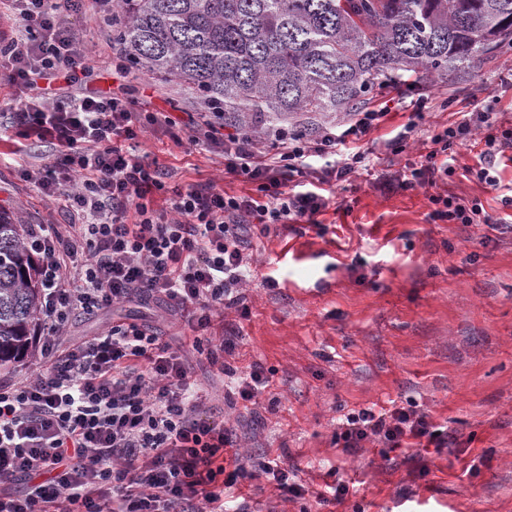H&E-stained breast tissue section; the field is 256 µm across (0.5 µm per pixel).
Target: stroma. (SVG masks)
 <instances>
[{"label": "stroma", "instance_id": "1", "mask_svg": "<svg viewBox=\"0 0 512 512\" xmlns=\"http://www.w3.org/2000/svg\"><path fill=\"white\" fill-rule=\"evenodd\" d=\"M71 23L91 51L92 72L78 76L70 96L116 89L140 112H175L194 132L203 105L196 93L143 69L116 63L112 29L93 13ZM403 97L423 105L406 150L386 144L408 114H390L356 142L365 157L358 173L324 186L329 205L320 228L278 225L256 239V277L245 292L249 315L235 318V349L227 364L260 363L271 389L254 413L232 406L224 378L184 342V328L158 303H126L74 320L59 348L99 334L112 320L155 327L181 353L208 397L211 413L228 418L254 459L291 460L309 497L283 503L284 512H326L314 491L346 481L349 492L333 512H512V162L496 164L498 185L472 175L483 148L472 136L448 155L451 171L436 187L402 191L392 185L419 166L431 136L477 108L512 127V49L481 61L466 81L373 90L366 109ZM138 149L168 171V186L222 179L228 193L249 185L226 174L224 160L205 145L176 144L159 128ZM0 208L25 224H64L65 198L42 200L23 169L48 155V144L16 129L0 136ZM478 200L502 228L445 224L432 217L431 190ZM416 405L439 427L456 433L453 450L381 447L345 451L337 425L351 410Z\"/></svg>", "mask_w": 512, "mask_h": 512}]
</instances>
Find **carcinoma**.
Masks as SVG:
<instances>
[{"label":"carcinoma","mask_w":512,"mask_h":512,"mask_svg":"<svg viewBox=\"0 0 512 512\" xmlns=\"http://www.w3.org/2000/svg\"><path fill=\"white\" fill-rule=\"evenodd\" d=\"M122 57L187 85L224 124L261 132L300 113L349 112L407 78H467L512 48V0H117ZM41 308L23 227L0 210V368L30 352Z\"/></svg>","instance_id":"cac0c4a2"}]
</instances>
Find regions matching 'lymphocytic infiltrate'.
Returning a JSON list of instances; mask_svg holds the SVG:
<instances>
[{
	"label": "lymphocytic infiltrate",
	"mask_w": 512,
	"mask_h": 512,
	"mask_svg": "<svg viewBox=\"0 0 512 512\" xmlns=\"http://www.w3.org/2000/svg\"><path fill=\"white\" fill-rule=\"evenodd\" d=\"M85 0H0V77L12 87L13 123L22 135L48 142L42 164L24 178L43 197L66 196L70 221L50 231L25 228L39 258L42 315L36 369L0 387V512H224L246 479L264 478L279 501L315 495L340 504L345 484L313 493L297 468L281 458L253 462L234 427L208 413L181 354L157 330L118 321L100 336L58 349L57 336L79 317L137 299L159 301L189 327L208 329L245 311L254 277L255 236L280 224H315L327 206L319 191L329 179L355 174L359 153L342 152L347 139L377 128L388 107L357 113L341 132L306 139L281 127L269 137L223 134L208 121L206 141L223 147L224 171L244 177L250 192L230 195L215 183L167 188L168 174L144 161L129 143L147 127L178 135L165 112L140 116L131 102L108 91L65 100L49 91L58 77L77 78L88 52L70 19ZM481 132L478 177L497 185L495 162L512 150V127L496 113L469 112L431 136L420 168L400 189L447 174L448 152ZM436 220L491 224L478 202L433 194ZM228 336L208 339L236 402L255 410L269 387L259 364L241 371L222 363ZM336 441L344 450L382 447H458L455 433L435 426L416 406L363 408L346 414Z\"/></svg>",
	"instance_id": "f902f5d3"
}]
</instances>
